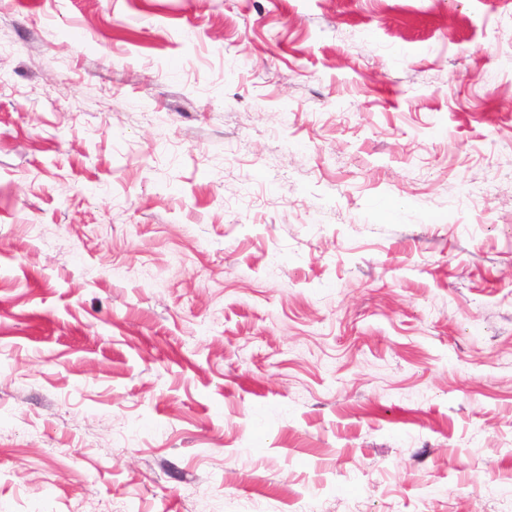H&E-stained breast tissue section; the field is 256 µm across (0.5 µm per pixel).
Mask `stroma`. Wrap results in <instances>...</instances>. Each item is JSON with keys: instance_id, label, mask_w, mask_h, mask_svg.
<instances>
[{"instance_id": "1", "label": "stroma", "mask_w": 512, "mask_h": 512, "mask_svg": "<svg viewBox=\"0 0 512 512\" xmlns=\"http://www.w3.org/2000/svg\"><path fill=\"white\" fill-rule=\"evenodd\" d=\"M512 512V0H0V512Z\"/></svg>"}]
</instances>
